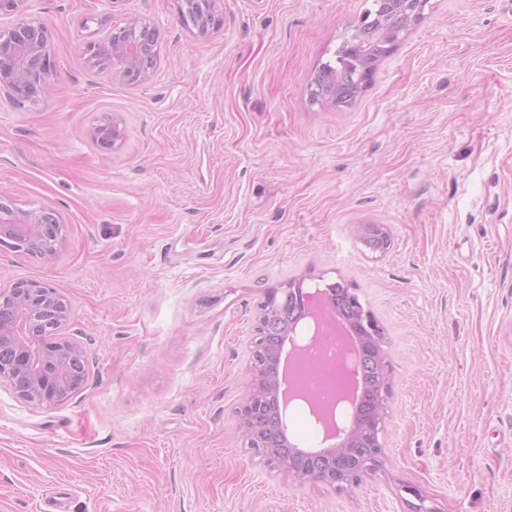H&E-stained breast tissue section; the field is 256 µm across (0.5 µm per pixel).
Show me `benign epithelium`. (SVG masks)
Wrapping results in <instances>:
<instances>
[{"instance_id": "1", "label": "benign epithelium", "mask_w": 512, "mask_h": 512, "mask_svg": "<svg viewBox=\"0 0 512 512\" xmlns=\"http://www.w3.org/2000/svg\"><path fill=\"white\" fill-rule=\"evenodd\" d=\"M29 2L0 0L1 13L19 16L8 32H0V91H5L18 105L46 94L56 72L55 61L47 51L51 31L45 24L25 18ZM216 2L184 0L185 6L202 12L199 24L202 34L212 20ZM426 4L427 0H378L379 9L401 21L418 18ZM156 38V29L131 20L113 29L107 42L89 45L88 51L95 55L108 50L116 76L130 83H142L149 78V70L135 66V54H147ZM55 223L54 216L43 209L1 208L0 238L20 244L30 253L51 257L57 252L59 239L44 245L41 232L43 225ZM359 233L372 237L374 250L382 253L387 249L389 235L383 226L362 225ZM271 292V302L258 313L254 336L256 345L266 349L267 363L251 364L250 392L237 409L240 430L255 454L266 461L274 460L275 469L289 478L300 484L316 481L341 491L358 482L362 475L375 473L384 466L380 433L391 385L381 343L383 328L345 288L318 289L312 293L288 284ZM0 304L11 306L10 318H0V350L21 356L31 372L28 388L16 390L17 397L45 408L58 405L60 393L72 384L66 372V360L73 353H83V349L56 329L46 333L35 346L30 343L47 310H54L62 326L68 321L69 308L57 302L54 288L26 279L1 288ZM325 315L338 324L350 325L358 346L347 347L341 368L348 377L350 390L343 392L335 404L324 405L314 395L288 385V401L305 402L317 424L335 440L333 446L313 454L291 446L280 429L279 365L285 342L289 343L291 364L309 348L323 344L321 319ZM303 316L314 319L315 331L308 342L299 344L291 331ZM341 403L350 404L354 410L352 423L346 428L340 427L336 418Z\"/></svg>"}]
</instances>
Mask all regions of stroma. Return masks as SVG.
<instances>
[{
	"label": "stroma",
	"mask_w": 512,
	"mask_h": 512,
	"mask_svg": "<svg viewBox=\"0 0 512 512\" xmlns=\"http://www.w3.org/2000/svg\"><path fill=\"white\" fill-rule=\"evenodd\" d=\"M32 0L47 96L0 93V204L54 210L53 258L0 246V284L67 300L83 386L52 408L0 379V512H512V0H429L349 109L315 70L368 0ZM136 20L147 81L85 51ZM116 127L112 147L97 130ZM381 224L391 244L359 237ZM343 282L384 328V469L295 484L244 442L268 289ZM183 2L185 6L197 9L203 14L198 26V19L195 10H183L181 13L183 21L186 24L191 22L193 25L198 26L200 33L204 34L207 31L209 22L212 20L213 11L217 0H184Z\"/></svg>",
	"instance_id": "1"
}]
</instances>
